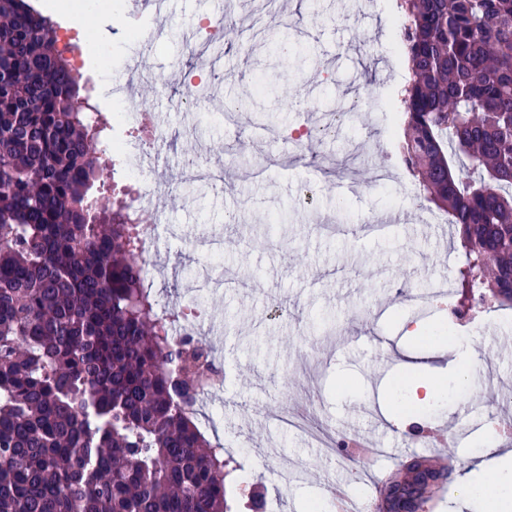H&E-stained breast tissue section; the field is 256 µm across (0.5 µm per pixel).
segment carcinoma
<instances>
[{
    "mask_svg": "<svg viewBox=\"0 0 512 512\" xmlns=\"http://www.w3.org/2000/svg\"><path fill=\"white\" fill-rule=\"evenodd\" d=\"M403 160L448 212L469 302L512 307V0H404ZM58 22L0 0V512H259L194 422L215 348L172 339L145 286L144 218L103 204L110 123ZM421 456L375 512H433Z\"/></svg>",
    "mask_w": 512,
    "mask_h": 512,
    "instance_id": "1",
    "label": "carcinoma"
}]
</instances>
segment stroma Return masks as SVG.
Listing matches in <instances>:
<instances>
[{"mask_svg": "<svg viewBox=\"0 0 512 512\" xmlns=\"http://www.w3.org/2000/svg\"><path fill=\"white\" fill-rule=\"evenodd\" d=\"M263 8L264 0H233L222 14L212 0H169L158 39L144 42L128 27L134 8L126 0L112 11L125 23L112 29L109 65L92 49V28L81 29V45L92 77L116 84L125 81L124 62L146 63L136 93L158 114L160 153L136 176L119 168L105 180L159 189L145 214L160 224L145 254L161 271L159 301L172 307L204 278L220 282L201 295L207 321L224 326V385L211 399L216 438L278 512L314 504L338 512L337 495L373 493L413 456L452 445L462 464L477 465L493 415L512 422V391L488 397L478 378L449 407L394 421L391 395L403 370L435 378L449 360L445 345L422 346L407 324L450 323L465 261L447 214L408 194L414 179L399 156L400 115L390 109L398 98L395 0H378L365 16L341 0H282L266 27H250ZM204 15L221 17L250 53L192 55L188 38ZM207 62L216 67L212 94L183 116L175 103L184 74ZM260 82L274 96L225 127V102ZM353 101L361 108L338 138L310 141L287 158L283 135L314 118L333 123ZM257 164L265 167L260 179L250 174ZM389 216L394 222L380 234L361 224ZM443 278L448 290L440 293ZM460 328L482 368L512 382V309L474 307ZM305 406V429L284 425ZM318 428L386 454L365 461L363 482L350 483L349 463L324 456L313 439Z\"/></svg>", "mask_w": 512, "mask_h": 512, "instance_id": "1", "label": "stroma"}]
</instances>
